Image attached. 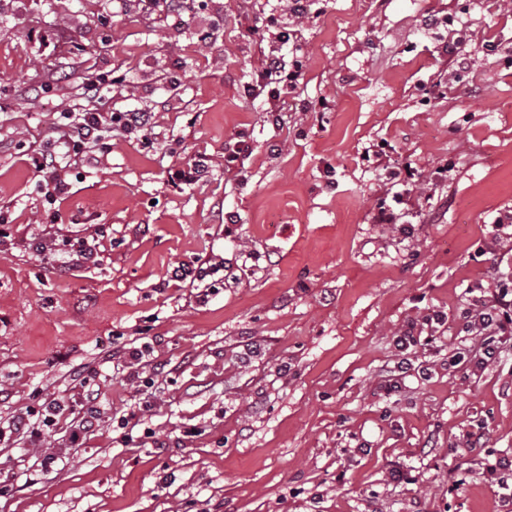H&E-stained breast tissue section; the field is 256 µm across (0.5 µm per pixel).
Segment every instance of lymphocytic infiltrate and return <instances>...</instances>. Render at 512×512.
<instances>
[{
    "mask_svg": "<svg viewBox=\"0 0 512 512\" xmlns=\"http://www.w3.org/2000/svg\"><path fill=\"white\" fill-rule=\"evenodd\" d=\"M278 50L268 53L263 68L257 73L249 87L252 100L258 101L267 116L278 117L282 110L281 92L285 87H297L302 76L303 65L297 56L291 55L287 47L291 40L289 30L277 32ZM109 75H100L88 80L83 86L85 106L77 112H65L56 126L57 148L50 153L36 152L30 160L37 171L47 176L44 196L48 202L69 191L65 172L79 164L94 160L96 153L106 152L108 138L116 130L123 132H149L153 115L149 112L126 111L104 112L98 103L104 86L114 84ZM421 180L419 171L411 163L389 168L386 179L379 184L378 201L372 215L376 224L400 223L402 215L397 205L411 196ZM37 250L44 259L60 263L61 266H86L98 262L95 241L85 237H59L58 233H47L37 244ZM487 285L480 288L462 314V335L455 349L448 357V365L468 372L481 371L504 355L512 347V264L508 267L493 265L487 273ZM445 316L432 313L419 320H412L396 334L395 346L401 354L400 361L392 370L406 372L409 364L406 355L409 350L430 344V337L424 330L433 325H444ZM85 388L81 407H74L65 398L44 401L40 409H28L17 413L7 421L0 422V444L10 443L25 437L31 442L42 440L50 428L65 416H75L77 424L70 434L71 443H79L86 435L93 433L103 412L97 404V396L89 391L88 379L78 381Z\"/></svg>",
    "mask_w": 512,
    "mask_h": 512,
    "instance_id": "1",
    "label": "lymphocytic infiltrate"
}]
</instances>
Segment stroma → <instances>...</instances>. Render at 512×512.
<instances>
[{"instance_id": "1", "label": "stroma", "mask_w": 512, "mask_h": 512, "mask_svg": "<svg viewBox=\"0 0 512 512\" xmlns=\"http://www.w3.org/2000/svg\"><path fill=\"white\" fill-rule=\"evenodd\" d=\"M307 5L302 19L282 0L166 17L137 0H0V417L72 396L89 370L104 412L77 448L65 423L45 444L0 446V512H499L497 485L450 474L489 451L512 458V354L469 378L448 354L499 258L492 222L512 209V0ZM274 25L305 71L277 125L247 91ZM34 29L58 49L40 51ZM111 71L123 81L101 108L153 112L152 142L115 133L48 204L26 153ZM241 132L250 151L232 177L224 150ZM381 142L430 195L408 202L407 234L371 220L383 170L362 154ZM197 155L205 181L169 186L168 166ZM51 214L63 233L99 235L98 266L37 255ZM221 259L237 279L206 302L170 278ZM433 311L444 335L388 389L394 334ZM144 343L148 388L123 369ZM142 403L133 433L154 437L131 447L113 420ZM477 430L486 446L464 450ZM48 447L56 470L26 483ZM399 464L413 480L392 479Z\"/></svg>"}]
</instances>
